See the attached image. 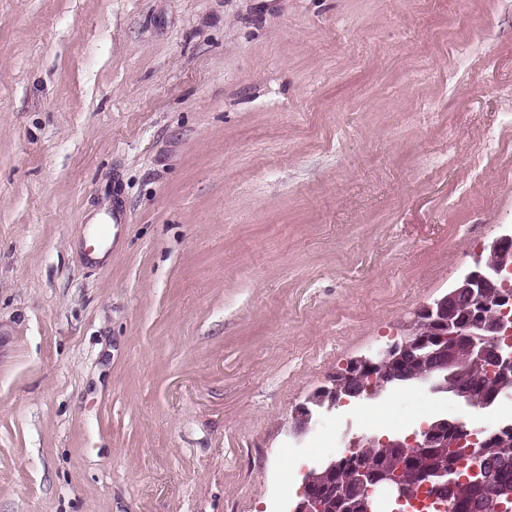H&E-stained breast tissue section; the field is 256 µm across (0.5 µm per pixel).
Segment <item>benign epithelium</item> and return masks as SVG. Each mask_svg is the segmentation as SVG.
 Here are the masks:
<instances>
[{"mask_svg":"<svg viewBox=\"0 0 512 512\" xmlns=\"http://www.w3.org/2000/svg\"><path fill=\"white\" fill-rule=\"evenodd\" d=\"M488 250L495 256V263L485 265L476 261L474 266L463 276L454 289L419 309L408 325L406 333L386 345L371 356L352 359L345 366L336 370L331 384L318 389L308 404L297 409L296 427L302 431L308 428L313 418L311 407L331 411L336 404L344 401V395L357 399L378 396L382 392L401 385L402 378L398 370L415 364H424L428 373L419 378L418 382L432 393H443L448 390V367L451 361L445 349L436 347L438 337L453 334L464 335L458 328L455 314L458 303L464 301L468 305L469 316L477 325V330L470 332L468 341L472 362L476 365L512 363V355L497 351L485 343L486 336H502L512 333L503 319L487 321L483 309L492 302L501 304V312L512 309V298L506 294L492 296L487 285L494 282L503 283L504 276L512 274V234H502L488 245ZM446 420L442 419L425 425L412 435L403 439L397 438L388 442L392 448H457L474 434L470 424L460 422L461 436L448 440L445 429ZM350 456L336 457L318 467L306 471L304 483L308 493L293 505L290 512H318L322 509V495L316 492V486L329 472L343 466ZM474 478V482L489 484L493 482L491 471L474 468L468 476L459 479L448 477V470L420 466L418 470L417 489L437 505V512H444L448 496L458 491L459 484ZM350 483L363 489L365 498L350 507L352 512H380L386 508L390 512H407L406 505L412 502L411 492L401 478V470H394L372 478L363 467L350 468Z\"/></svg>","mask_w":512,"mask_h":512,"instance_id":"1","label":"benign epithelium"}]
</instances>
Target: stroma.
Segmentation results:
<instances>
[{"instance_id":"stroma-1","label":"stroma","mask_w":512,"mask_h":512,"mask_svg":"<svg viewBox=\"0 0 512 512\" xmlns=\"http://www.w3.org/2000/svg\"><path fill=\"white\" fill-rule=\"evenodd\" d=\"M511 231L512 0H0V512H289L337 440L498 420L293 431Z\"/></svg>"}]
</instances>
